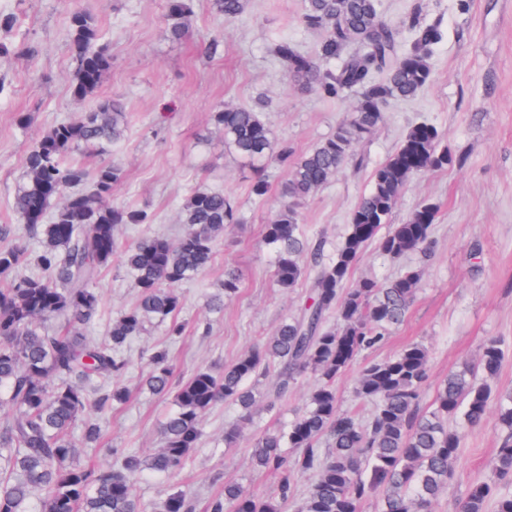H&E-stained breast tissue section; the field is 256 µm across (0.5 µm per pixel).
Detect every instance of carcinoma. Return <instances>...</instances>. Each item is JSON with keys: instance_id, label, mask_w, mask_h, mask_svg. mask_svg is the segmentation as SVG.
Returning a JSON list of instances; mask_svg holds the SVG:
<instances>
[{"instance_id": "carcinoma-1", "label": "carcinoma", "mask_w": 512, "mask_h": 512, "mask_svg": "<svg viewBox=\"0 0 512 512\" xmlns=\"http://www.w3.org/2000/svg\"><path fill=\"white\" fill-rule=\"evenodd\" d=\"M250 0H212L215 13L228 20L243 17ZM192 0H168L166 30L176 41L193 32ZM301 25L321 33L313 54H303L282 39L274 46L288 78L322 99L357 96L354 112L329 137L303 154L279 144L263 116L264 106L221 105L212 113L224 136L225 151L253 167L250 194L268 197L263 171L274 163L289 172L273 218L263 226V243L276 253L275 277L283 289L295 287L307 268L315 271L310 303L283 322L274 336L239 356L222 370L199 368L175 379L169 349L150 353L144 385L172 400L174 409L161 427L163 446L148 456L111 448L118 467L95 466L82 449L103 438V419H83L95 405L105 415L129 399V392L107 380L127 367L123 351L130 341L164 323L167 335H183L178 321L183 307L179 286L198 276L213 260L224 229L240 222L233 199L199 187L180 209L184 232L175 239L147 238L125 250L124 266L139 289L135 306L112 320L109 340L92 344L83 334L54 327L58 322L88 325L98 311L96 285L116 251L119 224H150L142 209L110 205L107 198L124 178L112 163L87 169L72 160L81 149H103L121 141L131 123L124 103L112 98L84 113L80 121L53 126L27 150L22 182L11 207L34 232H42L35 252L15 243L0 248V512H147L134 485L146 471L179 474L203 436L202 421L218 403L236 406L240 418L252 416L256 394L246 381L277 368L276 385L265 394L272 407L296 378L311 373L316 387L306 408L283 429L255 438L251 456L270 474L273 487L258 493L239 483H224L206 512H360L372 497L380 512H432L450 492L462 433L448 425L461 418L481 425L497 409L506 431L496 451L494 477L471 484L450 512H512V392L491 385L505 357L501 339L487 338L476 362L448 373L428 409L421 408L428 380L427 347L413 343L380 361L365 364L355 394L371 405L366 418L341 408L336 381L363 353L384 344L393 327L406 318L419 291L421 272L406 269L397 279H363L347 287L366 245L376 243L392 258L431 250L437 206L419 203L401 224L390 222L399 196L423 171H438L463 161L452 153L437 127L426 121L411 126L399 147L379 164L370 188L353 208L348 231L335 257L324 260L323 246L310 244L302 228L301 205L348 165L361 166L356 146L384 122V108L394 99L417 97L432 81L429 64L441 42L440 22L426 23L412 13L398 23L387 20L379 0H302ZM412 34L403 48L399 32ZM92 15L74 8L69 16V49L74 63L72 93L84 99L99 88L112 68ZM356 44L360 51L346 55ZM87 184L76 193L68 189ZM63 202L44 222L53 199ZM34 264L42 275L17 278V268ZM240 291L239 275L224 271L222 292L209 310ZM336 313L339 328L325 326ZM82 422L74 434L76 422ZM314 480L298 494L295 475ZM153 512H196L194 497L173 487Z\"/></svg>"}]
</instances>
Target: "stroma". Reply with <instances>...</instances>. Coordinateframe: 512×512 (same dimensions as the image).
Wrapping results in <instances>:
<instances>
[{"mask_svg":"<svg viewBox=\"0 0 512 512\" xmlns=\"http://www.w3.org/2000/svg\"><path fill=\"white\" fill-rule=\"evenodd\" d=\"M75 5L92 13L112 54L111 70L83 100L70 87L71 6L66 0H0V12L18 18L8 41L25 39L36 49L31 57L0 56V224L11 228L9 243L38 247L11 208L28 148L54 124L77 121L109 97L121 98L131 114L126 138L104 154L78 151L74 157L88 168L104 161L119 164L125 178L114 188L112 204L146 210L154 221L117 227V250L97 284L100 304L88 331L91 339L104 340L113 318L136 300L134 282L123 266L124 250L144 238L181 233L179 210L195 188L224 190L241 216L218 242L211 265L181 287L183 336L169 340L165 326L156 324L127 349L128 367L119 383L130 398L113 410L105 446L88 452L103 466L110 448L148 454L160 446V424L173 406L141 387L152 347H169L180 377L201 367H223L298 314L309 294L305 281L288 291L276 285V255L261 238L280 200L285 171L268 167V200L255 202L249 194L253 172L225 151L211 122L213 110L223 103L264 100L277 141L301 154L334 133L356 99L329 101L302 91L275 59L272 48L280 38L305 54L313 53L320 39L299 21L301 0H251L247 14L234 21L218 17L210 0H194L193 37L183 42L166 34L167 0H76ZM416 8L423 21L440 22L444 33L430 58L431 83L414 100L388 104L384 123L357 148L366 158L362 169L345 167L300 208L308 238L322 241L325 257L331 258L352 209L370 186L373 169L412 124L433 123L463 158L462 165L414 176L392 213V223L399 224L419 202L438 204L431 257L411 252L390 258L371 244L353 271L356 281H388L410 266L422 271L406 320L337 383L342 408L360 416L369 410L354 396L363 363L413 342L429 351L426 399H433L451 370L474 360L490 336L501 338L505 349L493 384L512 388V0H380L383 14L396 22ZM211 40L218 41V54H201L199 44ZM228 268L238 272L241 292L225 302L223 312H210L208 304ZM316 384L313 375H302L283 401L272 408L258 404L246 422L234 405L216 406L205 416L200 446L179 476L147 472L139 478L136 492L142 503L154 504L180 486L202 506L221 480L269 489L273 479L254 468L249 445L225 447L224 428L241 423L250 438L283 426L302 410ZM500 434L492 415L466 431L455 462V496L464 495L473 482L492 479Z\"/></svg>","mask_w":512,"mask_h":512,"instance_id":"35a3bbf8","label":"stroma"}]
</instances>
